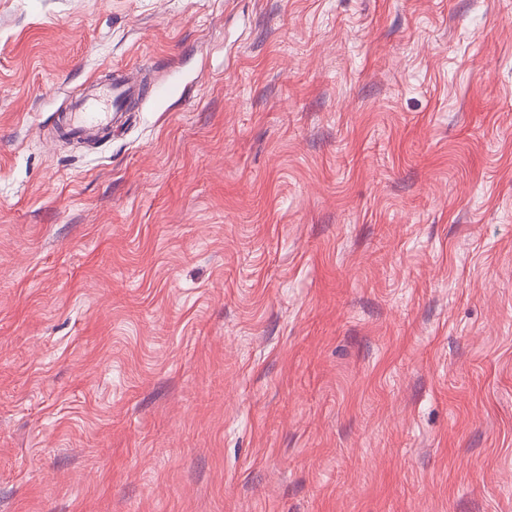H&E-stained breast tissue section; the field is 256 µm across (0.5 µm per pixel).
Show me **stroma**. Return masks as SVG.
<instances>
[{"label": "stroma", "mask_w": 512, "mask_h": 512, "mask_svg": "<svg viewBox=\"0 0 512 512\" xmlns=\"http://www.w3.org/2000/svg\"><path fill=\"white\" fill-rule=\"evenodd\" d=\"M0 512H512V0H0ZM98 85L91 84L71 103L67 119L70 137L87 138L93 128H106L112 123V112H125L146 91L145 84L126 80H110ZM101 100L108 104L107 112H97Z\"/></svg>", "instance_id": "obj_1"}]
</instances>
